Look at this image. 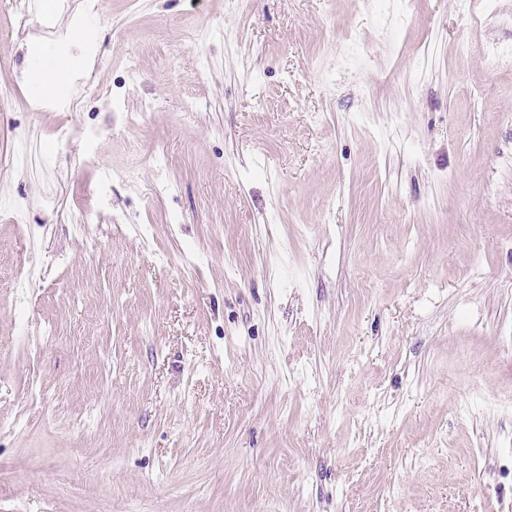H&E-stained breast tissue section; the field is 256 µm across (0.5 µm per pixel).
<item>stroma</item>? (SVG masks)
<instances>
[{"label":"stroma","mask_w":512,"mask_h":512,"mask_svg":"<svg viewBox=\"0 0 512 512\" xmlns=\"http://www.w3.org/2000/svg\"><path fill=\"white\" fill-rule=\"evenodd\" d=\"M55 13L0 0V512H512V0Z\"/></svg>","instance_id":"35a3bbf8"}]
</instances>
